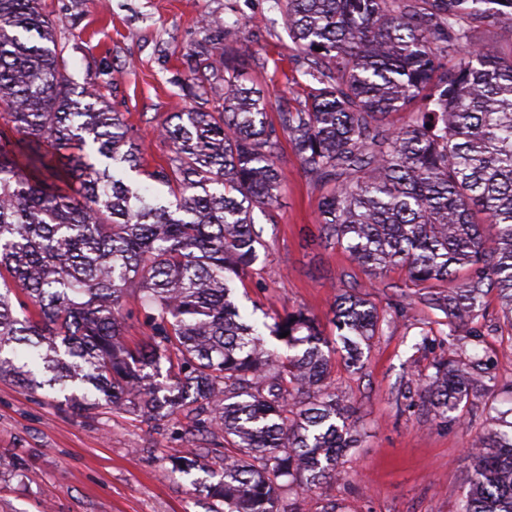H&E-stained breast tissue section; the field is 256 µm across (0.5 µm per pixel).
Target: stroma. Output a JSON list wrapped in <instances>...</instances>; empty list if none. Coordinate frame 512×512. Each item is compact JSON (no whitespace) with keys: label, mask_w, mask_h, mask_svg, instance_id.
<instances>
[{"label":"stroma","mask_w":512,"mask_h":512,"mask_svg":"<svg viewBox=\"0 0 512 512\" xmlns=\"http://www.w3.org/2000/svg\"><path fill=\"white\" fill-rule=\"evenodd\" d=\"M42 6L57 24L71 81L93 85L124 113L152 166L169 153L160 129L171 113L213 106L211 95L192 89L198 46L218 43L215 32L202 28L203 16L239 26L249 55L244 80L263 86L270 113L303 89L274 0H43ZM275 161L281 192L272 207L253 212L261 244L246 288L234 290L235 303L258 321L304 310L335 339L334 297L360 285L389 317L359 367L341 355L335 360V385L353 409L359 442L344 449L335 480L304 492L306 512L331 501L341 512H458L468 491L467 448L483 428L484 406L512 421V327L488 297L479 327L494 385L463 401L459 421L434 418L417 388L452 347L444 314L422 303L426 285L410 282L404 269L374 282L341 248L324 245L316 230L323 186L304 173L288 141ZM63 399L57 389L24 391L0 380V512H214L202 483L224 466L222 435L194 431L180 415L84 412L64 407ZM193 448L209 451L201 468L173 471V458Z\"/></svg>","instance_id":"35a3bbf8"}]
</instances>
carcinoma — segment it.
Returning <instances> with one entry per match:
<instances>
[{"instance_id": "1", "label": "carcinoma", "mask_w": 512, "mask_h": 512, "mask_svg": "<svg viewBox=\"0 0 512 512\" xmlns=\"http://www.w3.org/2000/svg\"><path fill=\"white\" fill-rule=\"evenodd\" d=\"M276 5L305 100L269 120L227 26L220 56L196 51L221 104L172 113L161 126L170 155L148 170L123 116L73 87L41 0H0V379L81 385L65 395L78 410L183 415L221 432L224 469L207 488L224 512H303L296 487L336 479L340 450L356 444L317 320L276 318L282 356L230 299L228 281L245 282L257 259L253 210L278 199L280 136L311 180L331 186L318 203L321 241L376 279L398 265L415 283L445 285L423 301L452 334L484 317L494 291L512 326V49L473 36L512 27V0ZM398 112L408 113L399 127ZM126 166L172 200L124 181ZM129 297L149 328L135 348ZM333 313L356 364L385 315L357 288L336 295ZM480 343L459 338L433 365L419 392L434 417L454 419L472 390L489 389ZM485 420L459 512H512V431L489 411ZM203 453L173 469L190 472Z\"/></svg>"}]
</instances>
